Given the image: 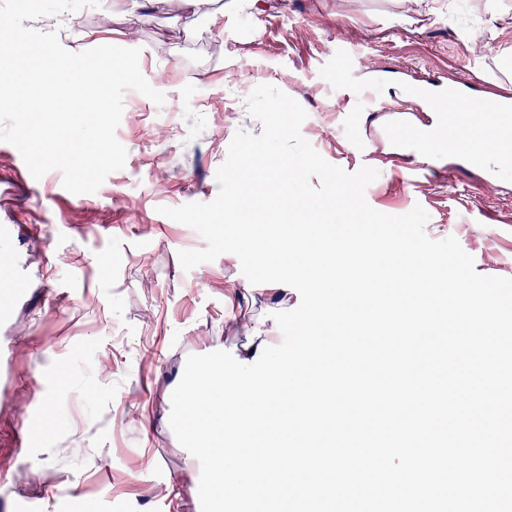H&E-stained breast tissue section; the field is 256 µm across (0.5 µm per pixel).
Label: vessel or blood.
Listing matches in <instances>:
<instances>
[{"label": "vessel or blood", "instance_id": "vessel-or-blood-1", "mask_svg": "<svg viewBox=\"0 0 512 512\" xmlns=\"http://www.w3.org/2000/svg\"><path fill=\"white\" fill-rule=\"evenodd\" d=\"M450 92L464 103V111H454L443 99H430V109L437 114L431 127L397 125L390 128L389 137L407 156L461 153L468 166L484 171L488 179H498L501 170L512 167V97L474 96L462 81L455 82ZM13 234L12 225H0V317L4 319L25 291L24 275L11 252Z\"/></svg>", "mask_w": 512, "mask_h": 512}]
</instances>
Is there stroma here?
<instances>
[{
    "instance_id": "obj_1",
    "label": "stroma",
    "mask_w": 512,
    "mask_h": 512,
    "mask_svg": "<svg viewBox=\"0 0 512 512\" xmlns=\"http://www.w3.org/2000/svg\"><path fill=\"white\" fill-rule=\"evenodd\" d=\"M30 26L64 27L67 49L138 48L166 100L125 92L116 136L126 163L93 194L67 191L56 170L34 179L0 144V225H14L28 273L27 296L0 323V512H200L183 490L200 464L169 424L186 359L242 347L233 316L248 309L262 322L300 295L251 284L231 253L183 270L179 251L206 242L159 209L216 197L235 134L262 132L246 105L257 85L305 108L301 133L328 162L378 170L370 206H422L429 238L456 237L477 272L512 278V177L488 185L444 156L413 180L382 135L401 113L430 123L408 94L414 83L462 79L512 94V0H203L194 14L102 0ZM371 84L378 100L364 92ZM50 397L65 422L31 442L27 425Z\"/></svg>"
}]
</instances>
